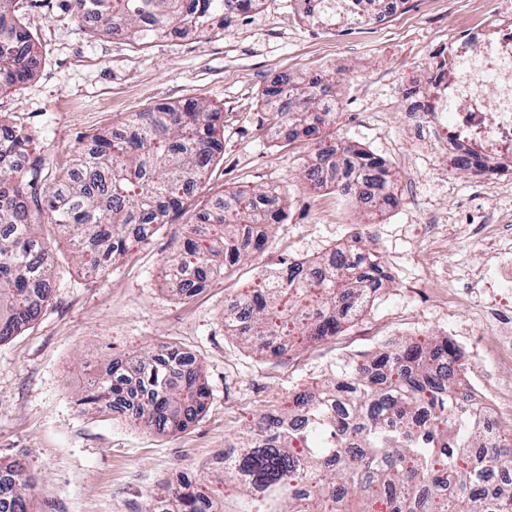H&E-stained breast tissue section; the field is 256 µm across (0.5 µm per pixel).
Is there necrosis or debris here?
Wrapping results in <instances>:
<instances>
[{
  "label": "necrosis or debris",
  "mask_w": 512,
  "mask_h": 512,
  "mask_svg": "<svg viewBox=\"0 0 512 512\" xmlns=\"http://www.w3.org/2000/svg\"><path fill=\"white\" fill-rule=\"evenodd\" d=\"M488 9L448 47L451 73L424 70L409 95L406 116L448 158L449 170L473 155L486 184L512 185V14Z\"/></svg>",
  "instance_id": "necrosis-or-debris-1"
}]
</instances>
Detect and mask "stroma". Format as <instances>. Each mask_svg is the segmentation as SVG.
<instances>
[{
	"mask_svg": "<svg viewBox=\"0 0 512 512\" xmlns=\"http://www.w3.org/2000/svg\"><path fill=\"white\" fill-rule=\"evenodd\" d=\"M483 0H401L385 24L316 27L303 0H264L214 34L169 33L116 40L78 23L58 0L19 13L37 53L29 80L0 89V115L35 138L42 186L127 116L160 103L204 101L224 114L222 148L185 211L107 274L73 262L56 225H41L60 264L38 317L0 342V457L25 464L33 512H144L151 495L180 473L203 477L224 439L257 414L283 407L289 390L324 383L392 344L446 337L458 347L470 383L502 407L512 425V224L500 248L472 241L488 217L512 216V187L478 193L470 172L449 171L429 138L404 115V96L434 45L454 42L479 21ZM333 77L336 138L382 158L392 170L398 207L377 216L337 191H309L300 172L313 148L285 146L264 90L280 77ZM278 189L283 223L263 251L229 268L190 298L176 296L169 267L187 227L235 189ZM358 242L379 254L386 276L368 310L339 335L303 342L278 356L228 335L224 308L282 262L318 261ZM447 287H437L439 277ZM172 344L203 366L210 397L181 432H147L101 408L78 404L88 380L110 358Z\"/></svg>",
	"mask_w": 512,
	"mask_h": 512,
	"instance_id": "stroma-1",
	"label": "stroma"
}]
</instances>
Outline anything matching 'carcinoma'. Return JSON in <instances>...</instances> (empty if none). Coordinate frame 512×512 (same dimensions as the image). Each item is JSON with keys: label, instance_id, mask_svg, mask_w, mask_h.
<instances>
[{"label": "carcinoma", "instance_id": "1", "mask_svg": "<svg viewBox=\"0 0 512 512\" xmlns=\"http://www.w3.org/2000/svg\"><path fill=\"white\" fill-rule=\"evenodd\" d=\"M306 14L324 26L349 19L346 0H306ZM19 0H0V88L34 74L31 37L17 16ZM260 0H65L79 21L94 20L107 34L123 26L135 39L169 30L207 33ZM279 136L335 147L332 85L321 75L278 81L264 91ZM223 113L197 102L138 112L94 138L93 148L59 171L28 207L26 187L37 188L41 160L25 168L9 162L28 153L30 136L0 121V341L34 320L51 297L54 257L36 235L57 225L80 267L103 274L184 210L218 150ZM378 171L382 160L347 148L332 158L338 171ZM268 190L233 191L199 214L180 260L175 292L194 296L227 267L264 249L265 229L284 219L282 205L258 208ZM383 277L377 257L354 246L337 248L313 272L289 264L287 276L264 275L238 304L224 311L233 336L260 351L285 350L284 339L337 335L368 306ZM462 352L448 338L395 344L342 378L294 391L288 407L261 414L247 431L224 439L239 452L215 473L183 477L150 499L145 512H512V481L488 492L487 463L512 470V443L491 454L484 414L466 404ZM146 392L134 421L159 433L186 429L206 408L209 389L201 367L172 345L135 359L112 361L92 378L79 400H104L120 412L130 378ZM0 512H31L26 469L0 462Z\"/></svg>", "mask_w": 512, "mask_h": 512}]
</instances>
